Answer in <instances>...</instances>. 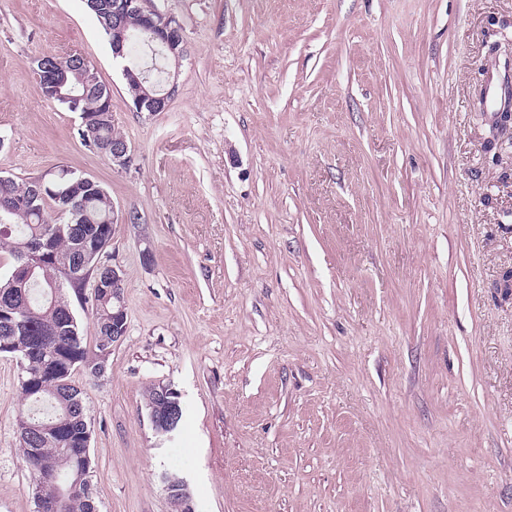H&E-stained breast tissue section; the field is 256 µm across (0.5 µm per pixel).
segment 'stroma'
I'll return each mask as SVG.
<instances>
[{"instance_id": "35a3bbf8", "label": "stroma", "mask_w": 512, "mask_h": 512, "mask_svg": "<svg viewBox=\"0 0 512 512\" xmlns=\"http://www.w3.org/2000/svg\"><path fill=\"white\" fill-rule=\"evenodd\" d=\"M187 54L136 111L84 0H0V175L90 176L127 332L77 370L99 512H512V0H153ZM79 53L127 166L34 57ZM183 407L158 434L145 393ZM0 355V512H35ZM123 135L115 128L112 118H107L98 122L93 131V143L98 148L102 146H112V150L101 149L99 153L103 155L112 165L126 166L131 161L130 148L127 142L122 144H112L113 141L123 140Z\"/></svg>"}]
</instances>
